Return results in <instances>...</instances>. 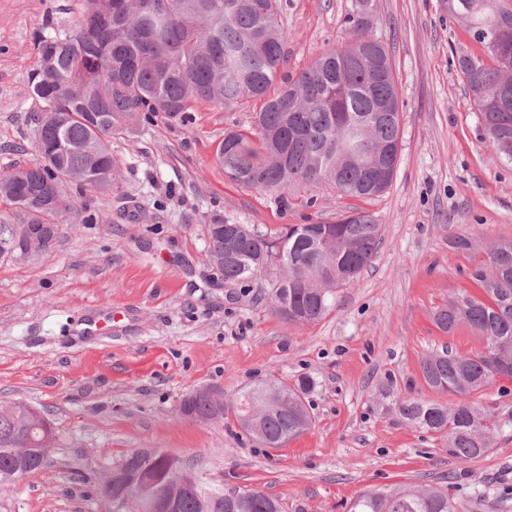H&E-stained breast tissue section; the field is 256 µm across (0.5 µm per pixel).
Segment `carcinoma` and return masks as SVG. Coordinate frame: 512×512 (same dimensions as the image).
Listing matches in <instances>:
<instances>
[{
	"mask_svg": "<svg viewBox=\"0 0 512 512\" xmlns=\"http://www.w3.org/2000/svg\"><path fill=\"white\" fill-rule=\"evenodd\" d=\"M462 18L485 56L464 54L473 70L460 68L494 153L512 161V106L509 123L490 107L495 89L512 78L500 65L512 58V38L493 49L494 32L512 29V9L501 0H461ZM373 0H356L346 18L350 38L324 51L297 77H278L288 58V37L279 21L278 0H87L76 29L64 36L41 31L31 75L32 94L44 111L65 117L55 125L34 116L40 159L0 175V259L15 258L27 233L44 236L51 249L58 224L70 212L69 187L106 192L116 177L112 139L131 134L136 125L165 114L189 112L198 103L216 106L240 101L261 103L255 132L224 137L217 160L237 185L285 193L300 183H329L344 196L371 198L390 185L398 162L399 100L392 64L382 41L370 37ZM389 107L386 118L368 124L362 150L368 166L341 159L348 123ZM224 218L206 224L209 258H224V280L245 282L270 269V301L291 324L313 323L331 306L333 290L353 285L374 258L380 225L356 210L330 224H289L275 236L246 224L234 258L227 257ZM471 278L478 295L463 293L435 316L452 332L464 324L483 342L478 352L443 350L421 363L424 382L454 400L446 405L396 397L397 418L448 438L449 452L476 462L491 447L494 432L484 419L512 423L507 416L476 405L473 392L495 381L497 370L512 368V241L488 251V260ZM298 308L294 319L283 308ZM310 382L293 386L266 379L241 390L230 402L216 404L205 392L183 399L181 412L209 421L231 416L266 448H281L311 425L304 403ZM52 427L37 409L22 402L0 405V493L12 489L21 461L18 449L50 444ZM186 471L176 458L136 451L112 467L125 475L133 499L128 512H143L142 480L157 495L168 491L173 473ZM180 512H286L282 500L259 490H220L202 482L180 498ZM347 512H458L448 490L398 487L367 491Z\"/></svg>",
	"mask_w": 512,
	"mask_h": 512,
	"instance_id": "obj_1",
	"label": "carcinoma"
}]
</instances>
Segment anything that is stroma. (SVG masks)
Returning <instances> with one entry per match:
<instances>
[{
	"mask_svg": "<svg viewBox=\"0 0 512 512\" xmlns=\"http://www.w3.org/2000/svg\"><path fill=\"white\" fill-rule=\"evenodd\" d=\"M281 3L284 73L346 40L355 0ZM374 4L372 32L400 104L401 149L385 192L360 200L321 183L282 199L242 188L216 151L225 133L252 129L256 107L202 103L113 139L112 191L70 190L53 248L0 261V402L27 403L53 428L42 470L0 495V512H103L105 475L138 450L177 457L210 486L283 499L288 512H347L363 492L401 485L447 488L461 512H512V424L464 462L438 434L400 423L384 396L448 402L424 382L422 360L445 346L480 349L468 326L446 333L434 316L478 293L472 270L512 240V162L490 149L457 65L479 50L465 20L445 0ZM84 9L85 0H0V173L38 160L36 29L68 33ZM353 207L380 224L377 254L316 322L280 319L264 273L229 283L209 263L212 215L273 233ZM92 212L97 223H84ZM454 235L474 249L451 248ZM270 377L312 382L313 425L284 448L262 447L232 419L180 412L199 387L229 397Z\"/></svg>",
	"mask_w": 512,
	"mask_h": 512,
	"instance_id": "stroma-1",
	"label": "stroma"
}]
</instances>
